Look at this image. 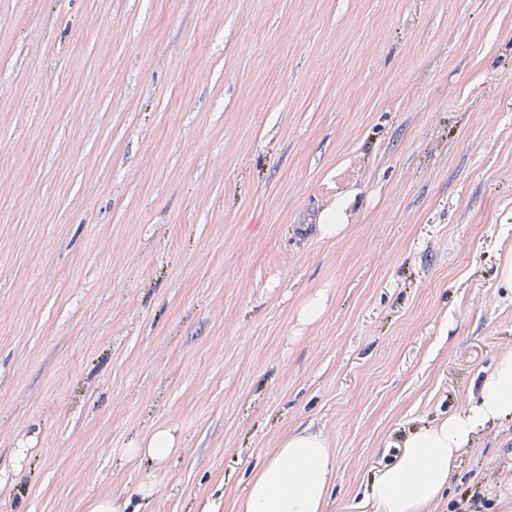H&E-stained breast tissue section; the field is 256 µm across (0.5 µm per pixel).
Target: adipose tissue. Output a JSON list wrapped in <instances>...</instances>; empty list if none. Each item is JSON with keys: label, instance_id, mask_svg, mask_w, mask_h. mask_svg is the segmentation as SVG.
Wrapping results in <instances>:
<instances>
[{"label": "adipose tissue", "instance_id": "adipose-tissue-1", "mask_svg": "<svg viewBox=\"0 0 512 512\" xmlns=\"http://www.w3.org/2000/svg\"><path fill=\"white\" fill-rule=\"evenodd\" d=\"M507 411L512 412V352L500 357L478 399L406 441L396 461L372 484L377 512H424L447 486L460 448ZM332 471L325 438L291 436L252 479L240 512H322Z\"/></svg>", "mask_w": 512, "mask_h": 512}]
</instances>
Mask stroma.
Instances as JSON below:
<instances>
[{
    "label": "stroma",
    "instance_id": "obj_1",
    "mask_svg": "<svg viewBox=\"0 0 512 512\" xmlns=\"http://www.w3.org/2000/svg\"><path fill=\"white\" fill-rule=\"evenodd\" d=\"M511 266L512 0H0V512H238L296 433L376 512ZM468 489L512 512V414L427 512ZM174 449L173 438L166 430L156 432L148 440L146 448H128L130 452H143L157 460L165 459Z\"/></svg>",
    "mask_w": 512,
    "mask_h": 512
}]
</instances>
